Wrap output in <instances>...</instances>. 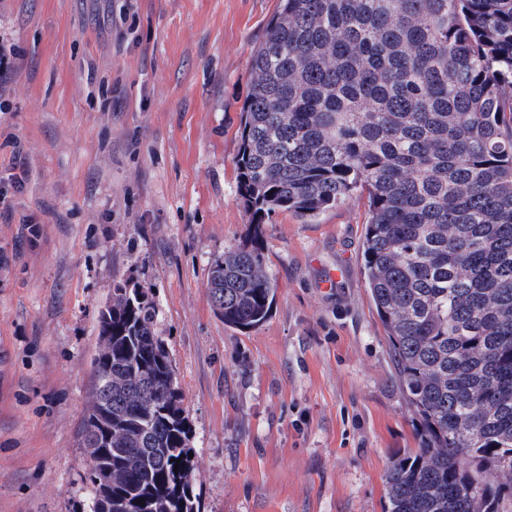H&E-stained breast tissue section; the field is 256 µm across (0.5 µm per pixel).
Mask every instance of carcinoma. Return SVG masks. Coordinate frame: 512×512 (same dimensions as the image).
<instances>
[{
  "mask_svg": "<svg viewBox=\"0 0 512 512\" xmlns=\"http://www.w3.org/2000/svg\"><path fill=\"white\" fill-rule=\"evenodd\" d=\"M249 65L234 169L251 236L211 263L213 310L261 326L262 226L366 195L362 273L421 427L384 512H512V0H280ZM158 316L125 285L98 315L89 512H201Z\"/></svg>",
  "mask_w": 512,
  "mask_h": 512,
  "instance_id": "cac0c4a2",
  "label": "carcinoma"
}]
</instances>
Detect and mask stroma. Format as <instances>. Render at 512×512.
I'll list each match as a JSON object with an SVG mask.
<instances>
[{
    "label": "stroma",
    "mask_w": 512,
    "mask_h": 512,
    "mask_svg": "<svg viewBox=\"0 0 512 512\" xmlns=\"http://www.w3.org/2000/svg\"><path fill=\"white\" fill-rule=\"evenodd\" d=\"M278 0H0L19 69L0 85V512H76L98 312L149 288L192 425L203 512H384L416 451L361 273L352 199L263 229L277 283L243 334L207 273L249 239L236 131Z\"/></svg>",
    "instance_id": "obj_1"
}]
</instances>
